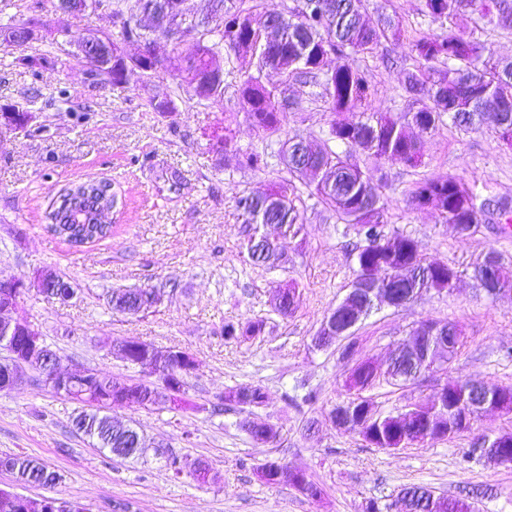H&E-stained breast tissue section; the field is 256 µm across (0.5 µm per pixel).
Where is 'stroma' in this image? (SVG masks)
<instances>
[{"instance_id": "obj_1", "label": "stroma", "mask_w": 512, "mask_h": 512, "mask_svg": "<svg viewBox=\"0 0 512 512\" xmlns=\"http://www.w3.org/2000/svg\"><path fill=\"white\" fill-rule=\"evenodd\" d=\"M423 0H367L371 24L398 16L400 40L383 43L377 56L360 59L374 86L373 106L400 116L409 101L402 91L414 64L416 32L447 30L424 16ZM68 33L52 48L37 43L31 53L50 52L39 77L0 52V104L33 98L36 126L0 137V272L30 278L49 270L76 291L60 303L37 289L23 298L18 314L39 326L63 367L83 366L119 379H143L140 368L113 357L104 339L135 338L159 348L176 346L194 354L198 366L186 390L199 409L168 410L113 406L114 420L135 424L148 443L204 461L213 483L190 475L173 477L163 460L147 455L124 461L103 455L72 430L79 407L28 371L21 384L0 392V458L25 453L60 474L54 487H17L0 471V489L30 497L52 495L79 502L90 512H112L118 502L131 512H362L368 501L385 506L402 487L422 485L459 497L477 512H512V465L486 464L473 448L479 437L512 432V413L488 411L471 430L450 440L385 450L367 444L354 430L334 427L330 412L345 401L348 362L340 346L314 347L325 315L345 296L356 275L354 227L305 201L297 236L279 241L282 259L261 267L246 259V228L235 207L240 192L263 193L291 175L280 149L289 136L324 137L332 115L322 88L289 82L283 92L298 102L282 128L268 137L248 117L237 90L253 67L241 57L224 74L223 106L205 107L189 92H177L168 77L112 87L92 83L73 45L91 28H111L104 13L69 17ZM68 101H60V90ZM179 93V110L153 112L152 97ZM230 128L235 149L217 159L210 133ZM423 163L410 168L380 162L387 232L415 239L422 256L459 272L452 293L429 292L400 306H383L355 332L356 358L382 364L399 342L426 322L456 323L462 345L445 370L404 384L379 381L364 390L378 409L398 411L431 400L447 382L512 388V291L487 294L472 269L489 250L512 263V226L490 221L458 234L434 208L408 202L416 180L452 175L484 198L512 202V149L501 146L490 127L476 131L443 121L418 132ZM268 152V165L252 169L243 153ZM89 178L111 182L118 203L111 236L73 248L45 229L60 191ZM297 292L294 312L274 310L276 285ZM155 287L162 302L138 316L113 313L107 303L117 288ZM261 318V336L243 342L224 338L225 325L245 326ZM263 387L264 406L253 419L274 425L275 443L259 444L239 426L236 405L220 404L225 392L242 385ZM279 460L304 470L323 490L312 499L298 489L272 485L259 467Z\"/></svg>"}]
</instances>
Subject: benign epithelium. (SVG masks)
Returning <instances> with one entry per match:
<instances>
[{
    "label": "benign epithelium",
    "instance_id": "benign-epithelium-1",
    "mask_svg": "<svg viewBox=\"0 0 512 512\" xmlns=\"http://www.w3.org/2000/svg\"><path fill=\"white\" fill-rule=\"evenodd\" d=\"M158 2L161 9L147 16V19L154 24L164 15L184 12L183 0H158ZM77 8L87 11L91 5L88 0L83 3L77 0H56L54 4L56 22H62L64 17ZM11 32L15 43L27 46L43 38L46 29L36 20L18 24L11 29ZM97 36V30H89L77 44L74 56L81 61L94 59L93 69H101L106 73L112 69V57L107 56L103 59L99 57L96 48ZM170 52L171 46L168 43L159 41L155 44L152 58L155 71H167ZM33 286L42 292L47 288L50 289L54 292V298L62 303L69 302L74 296L71 285H59L47 270L36 272L31 281L11 275H0V289L3 288L12 293V297L0 299V340L7 343L11 341L18 345V352L13 354V359L0 370V373L5 375V378L0 380V391L11 390L19 385L25 377L26 369L42 366L44 381L60 394L66 395L77 387L86 388L94 384L109 388V392L100 397L102 405L140 406L142 394L132 384L126 383L114 388L112 378L89 368L67 372L59 370L58 357L44 342L40 328L16 316L23 294ZM355 296L362 299L363 307L351 304L350 299ZM407 302L409 298L398 299V294L393 292L388 283L377 280L371 270L362 269L353 280L344 299L322 320L314 343L328 347L337 342L352 339L355 327L362 319L367 305L373 307L379 303H386L398 306ZM460 341H462L460 328H445L435 323H424L412 333V336L402 340L397 346V352L404 353L420 363L421 370L429 373L438 368L447 367ZM140 344L139 340L126 338L107 340L104 342V347L125 363L132 365L136 363L132 353L140 350ZM145 363L146 370L161 381L154 399L157 404L166 408L171 406L173 399L182 397L179 387L197 366L194 355L185 350L177 351L169 347L149 349ZM366 369L372 370L373 375L379 380L394 378L408 381L404 376H391L390 368H384L365 359L355 361L350 367L349 385L355 386L356 381L360 380V375ZM487 410L512 413V392L507 390L492 392L485 385L466 383L461 399L457 400L454 395L448 393V385L445 384L432 401L409 405L394 416L380 412L373 402L364 400L357 407L336 405V412L332 413L331 418L336 427L359 431L366 436V442L373 446L378 439L376 433L378 426L383 420L392 416L401 426V433L397 437L398 444L390 446V449L396 450L433 441L430 432L431 424L435 420L449 421L455 428L466 427L473 422L475 416ZM511 445L512 440L503 435L486 438L480 442L482 448L480 456L490 464L506 465L508 464L506 450ZM0 512H86V508L80 503L62 498L42 496L34 499L14 491L3 490L0 492Z\"/></svg>",
    "mask_w": 512,
    "mask_h": 512
}]
</instances>
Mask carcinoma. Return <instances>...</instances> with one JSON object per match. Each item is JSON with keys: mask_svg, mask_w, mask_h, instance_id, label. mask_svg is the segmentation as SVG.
Instances as JSON below:
<instances>
[{"mask_svg": "<svg viewBox=\"0 0 512 512\" xmlns=\"http://www.w3.org/2000/svg\"><path fill=\"white\" fill-rule=\"evenodd\" d=\"M112 5L114 30L101 34L102 47L117 49L125 42H135L150 53L156 40L170 36L175 40L170 62L177 86L188 87L197 102L219 105L224 101V66L238 54L250 55L257 75L249 76L239 87L238 94L247 107L255 127L272 136L279 132L281 116L293 105L281 96L276 86L262 83L259 74L275 70L282 83L300 81L325 87L330 112L337 115L327 137L306 142L296 136L284 141L280 153L295 173V152L311 162V172L305 174L308 196L336 213L338 219L357 229L362 244L357 247L356 261L363 266H378L374 244L380 237L390 236L393 255L391 262L412 268L399 290L413 298L422 293L450 291V267H439L422 260L419 246L413 238L399 233H385V208L382 202V181L374 170L362 169L349 155L336 152L331 146L340 142L357 148L378 163L382 160L399 162L409 167L419 165L423 157L422 144L408 132L413 125L434 130L448 120L463 130H477L492 118L493 130L499 142L512 148V61L493 58L490 45L465 34V28L478 22L492 29L512 34V0H484L487 11L474 9L476 0H425L426 13L436 20L448 21L453 28L444 33H422L412 41L411 51L416 65L407 71L404 90L412 109L402 117L377 112L372 107L373 86L366 71L355 63V57L374 56L382 43L396 37L399 24L387 19L375 27L364 19L365 0H294L286 12L276 14L261 11L260 0H221L224 26L218 29L210 21L198 17V11L185 10L184 19L174 17L159 28L139 24V14L149 10L151 0H106ZM276 15L279 25L268 31L264 23ZM14 21H0V50L15 55V62L38 76L50 63V57L15 50L8 33ZM334 55L342 60L332 72L321 66L322 58ZM446 66V72L435 64ZM345 112L359 113L355 121L339 118ZM108 185L96 184L93 196H79L69 191L60 195L64 206L52 211L54 219L63 222L60 230L51 234L62 237L75 247L103 239L112 226L95 224L94 211ZM436 196L446 207L440 216L448 224H480L488 214L509 217L512 206L506 201L478 200L462 180L453 176L424 178L416 182L410 202L417 207L426 205L427 198ZM242 223L248 227L245 250L253 265H264L277 259L274 241L258 244L260 226L278 224L285 232L301 231V193L290 184H280L263 196L243 192L235 197ZM493 262V286L501 291L512 289V268L504 264L492 250L473 266V276L485 286L484 270ZM112 310L127 315L147 313L153 305L144 299L141 288L113 291L108 298ZM265 328L262 320L250 321L238 330L232 324L224 326V338L260 335ZM241 397L235 401L242 412H251L263 403L265 394L259 385L240 387ZM68 398L82 404L72 426L76 432L95 442L96 448L121 460H137L146 453L133 447L131 438L138 433L132 426L128 433L112 431V417L98 403L99 395L90 391L81 397ZM0 466L16 470L23 483L41 486L56 485L61 476L40 459L17 454L0 460Z\"/></svg>", "mask_w": 512, "mask_h": 512, "instance_id": "carcinoma-1", "label": "carcinoma"}]
</instances>
